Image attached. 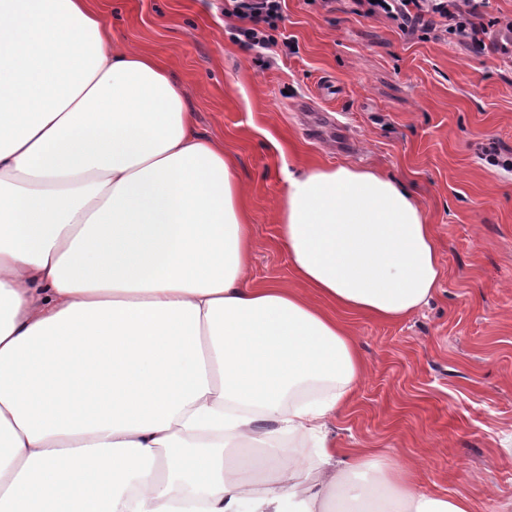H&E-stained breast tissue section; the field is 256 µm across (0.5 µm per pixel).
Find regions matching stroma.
Instances as JSON below:
<instances>
[{
    "label": "stroma",
    "instance_id": "35a3bbf8",
    "mask_svg": "<svg viewBox=\"0 0 512 512\" xmlns=\"http://www.w3.org/2000/svg\"><path fill=\"white\" fill-rule=\"evenodd\" d=\"M117 41L156 57L200 134L222 142L257 242L249 275L294 286L276 207L299 166L357 165L417 194L445 276L410 317L349 318L366 375L338 416V448L416 460L418 487L464 494L475 512H512V52L495 26L476 57L408 39L345 0H286L283 46L247 51L224 0H100ZM314 100L311 111L302 101ZM350 139L342 145L337 127Z\"/></svg>",
    "mask_w": 512,
    "mask_h": 512
}]
</instances>
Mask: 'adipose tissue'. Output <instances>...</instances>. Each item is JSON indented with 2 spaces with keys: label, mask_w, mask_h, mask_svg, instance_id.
<instances>
[{
  "label": "adipose tissue",
  "mask_w": 512,
  "mask_h": 512,
  "mask_svg": "<svg viewBox=\"0 0 512 512\" xmlns=\"http://www.w3.org/2000/svg\"><path fill=\"white\" fill-rule=\"evenodd\" d=\"M245 193L95 0H0V512H473L329 441L365 375L346 317L444 278L415 194L289 173V288L249 278Z\"/></svg>",
  "instance_id": "obj_1"
}]
</instances>
